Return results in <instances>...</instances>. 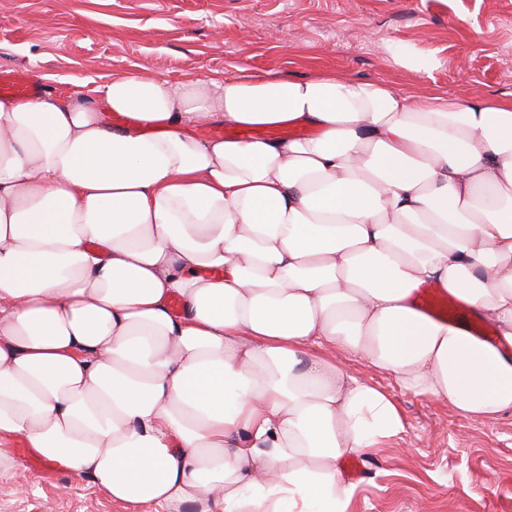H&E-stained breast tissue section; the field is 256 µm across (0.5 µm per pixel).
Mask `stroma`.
Instances as JSON below:
<instances>
[{
	"label": "stroma",
	"instance_id": "35a3bbf8",
	"mask_svg": "<svg viewBox=\"0 0 512 512\" xmlns=\"http://www.w3.org/2000/svg\"><path fill=\"white\" fill-rule=\"evenodd\" d=\"M440 60L429 72L395 54ZM0 67L44 92L73 80L95 96L113 78L170 82L305 78L323 71L416 97L512 96V0H0ZM390 391L409 422L402 440L364 455L352 512H512V411L458 415L347 357ZM26 489L0 478V512H126L85 478L52 471L16 446Z\"/></svg>",
	"mask_w": 512,
	"mask_h": 512
}]
</instances>
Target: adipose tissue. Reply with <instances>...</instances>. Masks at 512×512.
<instances>
[{
  "label": "adipose tissue",
  "mask_w": 512,
  "mask_h": 512,
  "mask_svg": "<svg viewBox=\"0 0 512 512\" xmlns=\"http://www.w3.org/2000/svg\"><path fill=\"white\" fill-rule=\"evenodd\" d=\"M220 123L312 133L193 134ZM426 285L512 344V100L333 72L0 97V476L19 442L154 512H350L337 461L408 421L343 355L512 409V359ZM416 308L427 316L467 327L471 334L494 342L491 330L458 298L436 288H419L415 294Z\"/></svg>",
  "instance_id": "obj_1"
}]
</instances>
